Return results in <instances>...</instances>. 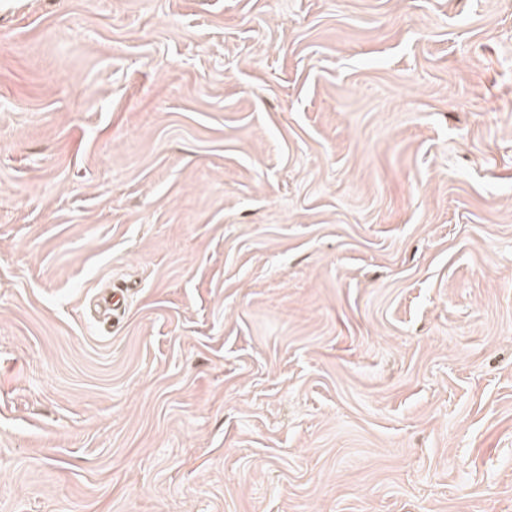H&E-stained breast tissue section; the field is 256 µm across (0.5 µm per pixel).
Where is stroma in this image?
<instances>
[{
	"instance_id": "stroma-1",
	"label": "stroma",
	"mask_w": 512,
	"mask_h": 512,
	"mask_svg": "<svg viewBox=\"0 0 512 512\" xmlns=\"http://www.w3.org/2000/svg\"><path fill=\"white\" fill-rule=\"evenodd\" d=\"M0 512H512V0H0Z\"/></svg>"
}]
</instances>
